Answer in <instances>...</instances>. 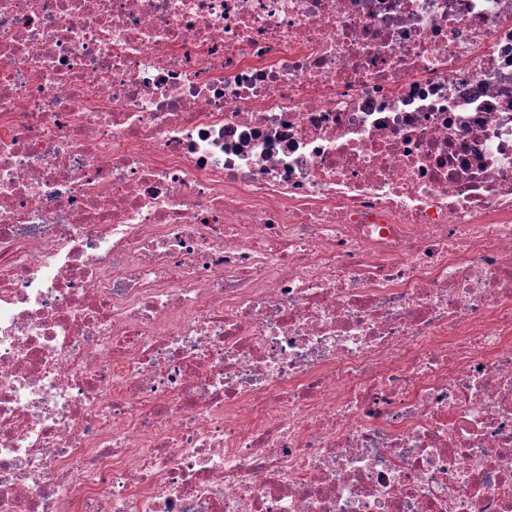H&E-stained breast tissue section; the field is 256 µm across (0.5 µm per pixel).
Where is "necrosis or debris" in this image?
Returning a JSON list of instances; mask_svg holds the SVG:
<instances>
[{"label": "necrosis or debris", "mask_w": 512, "mask_h": 512, "mask_svg": "<svg viewBox=\"0 0 512 512\" xmlns=\"http://www.w3.org/2000/svg\"><path fill=\"white\" fill-rule=\"evenodd\" d=\"M0 512H512V0H0Z\"/></svg>", "instance_id": "4bbe7bcc"}]
</instances>
